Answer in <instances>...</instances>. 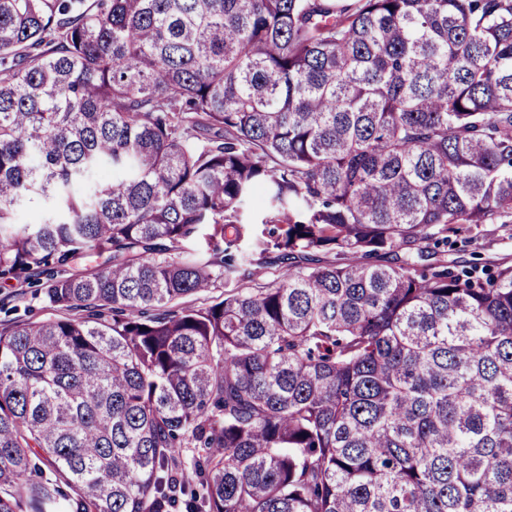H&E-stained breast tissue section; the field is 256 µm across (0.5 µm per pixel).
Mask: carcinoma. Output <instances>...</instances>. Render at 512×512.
Segmentation results:
<instances>
[{
	"instance_id": "carcinoma-1",
	"label": "carcinoma",
	"mask_w": 512,
	"mask_h": 512,
	"mask_svg": "<svg viewBox=\"0 0 512 512\" xmlns=\"http://www.w3.org/2000/svg\"><path fill=\"white\" fill-rule=\"evenodd\" d=\"M510 223L512 0H0V512H512ZM441 259L512 264V223L479 224L435 249ZM36 288L16 282L0 283V323L13 318L42 320L51 312ZM16 309V310H14Z\"/></svg>"
}]
</instances>
